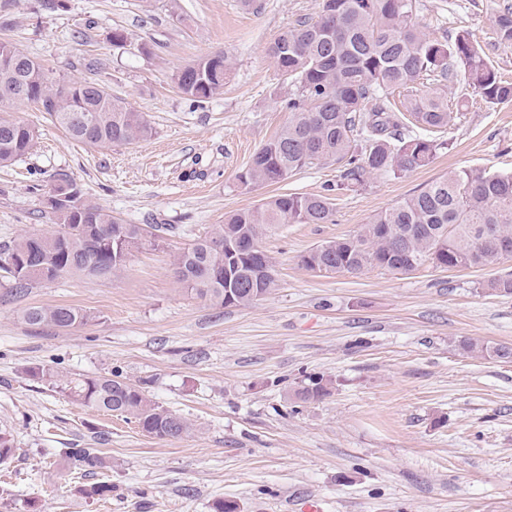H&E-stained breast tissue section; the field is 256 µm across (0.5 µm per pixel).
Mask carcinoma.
<instances>
[{
    "mask_svg": "<svg viewBox=\"0 0 512 512\" xmlns=\"http://www.w3.org/2000/svg\"><path fill=\"white\" fill-rule=\"evenodd\" d=\"M492 38L512 42V4L499 7ZM280 73L295 87L288 97V120L251 158L239 175L242 184L262 185L319 165L339 168V180L322 194L272 195L254 208L236 211L224 223L197 238L175 260L177 279L205 301L248 306L277 287L275 264L262 246L264 233L280 224H328L333 221V192L356 190L374 176L405 175L429 164L447 142L439 134L453 120L447 90L460 82L489 105L512 102V80L491 62L486 48L466 30L442 42L423 31L413 15V0H321L312 17L283 30L269 49ZM14 65L12 81L20 89H0V166L7 167L32 149L36 131L3 115L18 95L37 105L72 138L93 147L130 145L150 127L142 113L112 98L105 86L88 80L59 82L33 59L0 42V65ZM37 79L28 81L30 72ZM230 64L222 53L200 58L175 75L186 96L199 101L222 88ZM432 81L442 89L422 91ZM93 124L94 139L85 137ZM415 125L426 135L406 132ZM77 213L67 200L50 207L72 232L24 234L0 250V270L23 290L33 282L13 273L8 259L28 257L57 270L108 277L129 257L125 246L143 238L137 224H124L99 205L82 198ZM512 248V174L465 169L436 180L378 214L352 237L325 241L300 262L317 273H359L379 267L409 273L429 264L444 269L485 267L500 260V246ZM30 326L69 329L91 319L69 305L31 306L23 313ZM467 353L501 359L512 350L464 339ZM333 381L306 378L296 390L304 402L330 394ZM64 389L83 405L117 412L158 438H178L190 430L181 416L157 406L142 390L119 377L68 381ZM72 467L84 474L102 465L96 448H70Z\"/></svg>",
    "mask_w": 512,
    "mask_h": 512,
    "instance_id": "obj_1",
    "label": "carcinoma"
}]
</instances>
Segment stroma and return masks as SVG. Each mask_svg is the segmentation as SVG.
<instances>
[{
    "instance_id": "obj_1",
    "label": "stroma",
    "mask_w": 512,
    "mask_h": 512,
    "mask_svg": "<svg viewBox=\"0 0 512 512\" xmlns=\"http://www.w3.org/2000/svg\"><path fill=\"white\" fill-rule=\"evenodd\" d=\"M0 0V40L54 79H91L142 112L149 135L94 148L72 140L36 105L10 118L38 132L30 154L0 167V246L57 230L44 197L58 175L126 224L142 242L108 277L64 274L16 290L0 274V512H512V359L461 351L468 338L512 348V295L487 281L512 274V257L482 268L429 265L319 274L301 255L357 234L380 212L461 169L512 173V103L469 106L448 146L400 177L338 194L329 224L266 232L278 286L247 307L196 297L173 270L178 254L225 215L279 193L320 194L336 167L273 184L239 174L285 124L289 88L268 49L319 0ZM503 0H413L431 37L462 29L488 41ZM121 32L124 42L112 39ZM221 52L224 88L192 101L174 84L187 64ZM90 313L81 326L32 327L31 306ZM118 375L185 418L161 439L120 415L73 400L59 382ZM333 379L304 403L294 389ZM96 448L102 468L75 472L65 451ZM112 486L88 498L80 486ZM332 386V379L324 378V376H310L304 379L295 394L304 403L317 401L329 395Z\"/></svg>"
}]
</instances>
